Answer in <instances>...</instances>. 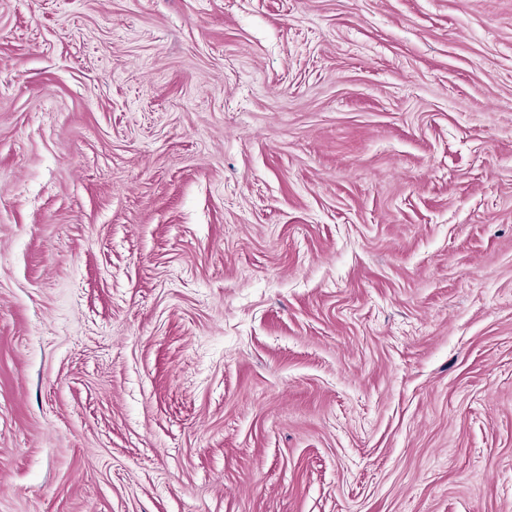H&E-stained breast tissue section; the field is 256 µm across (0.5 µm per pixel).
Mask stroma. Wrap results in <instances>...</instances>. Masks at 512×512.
<instances>
[{"label": "stroma", "instance_id": "35a3bbf8", "mask_svg": "<svg viewBox=\"0 0 512 512\" xmlns=\"http://www.w3.org/2000/svg\"><path fill=\"white\" fill-rule=\"evenodd\" d=\"M0 512H512V0H0Z\"/></svg>", "mask_w": 512, "mask_h": 512}]
</instances>
